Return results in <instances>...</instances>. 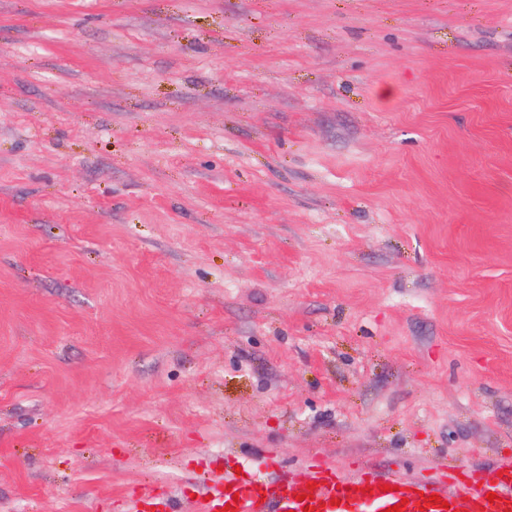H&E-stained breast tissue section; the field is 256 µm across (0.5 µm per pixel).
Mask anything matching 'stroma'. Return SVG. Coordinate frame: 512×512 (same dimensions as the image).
<instances>
[{"label":"stroma","instance_id":"obj_1","mask_svg":"<svg viewBox=\"0 0 512 512\" xmlns=\"http://www.w3.org/2000/svg\"><path fill=\"white\" fill-rule=\"evenodd\" d=\"M315 459L512 460V0H0V512Z\"/></svg>","mask_w":512,"mask_h":512}]
</instances>
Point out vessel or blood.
<instances>
[{
    "mask_svg": "<svg viewBox=\"0 0 512 512\" xmlns=\"http://www.w3.org/2000/svg\"><path fill=\"white\" fill-rule=\"evenodd\" d=\"M497 501H488V493ZM436 494L447 508L426 504ZM512 512V463L498 469L458 467L431 482L364 467L350 474L335 465L309 463L302 479L271 491L262 477L249 471L227 472L213 479L209 497L199 498L197 512ZM135 512H176L174 496L154 486L143 487Z\"/></svg>",
    "mask_w": 512,
    "mask_h": 512,
    "instance_id": "vessel-or-blood-1",
    "label": "vessel or blood"
}]
</instances>
